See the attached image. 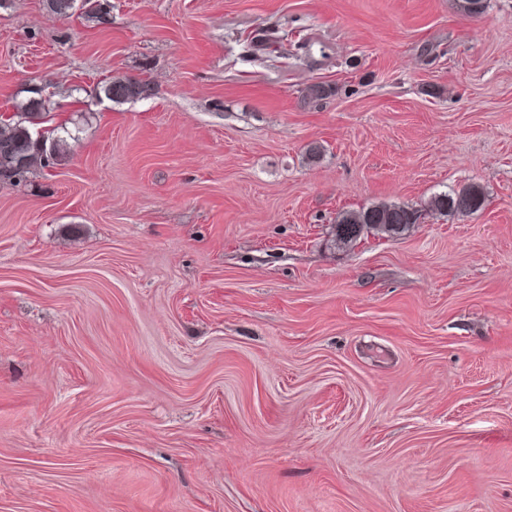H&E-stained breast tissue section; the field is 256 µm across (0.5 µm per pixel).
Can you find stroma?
<instances>
[{
	"label": "stroma",
	"instance_id": "stroma-1",
	"mask_svg": "<svg viewBox=\"0 0 512 512\" xmlns=\"http://www.w3.org/2000/svg\"><path fill=\"white\" fill-rule=\"evenodd\" d=\"M107 10L0 0V119L76 136L0 178V512H512V0ZM149 85L131 78H113L103 86L105 96L115 103H122L149 95ZM484 192L477 184H470L451 193L433 196L428 206L440 215L469 216L482 209ZM418 211L408 205L378 203L358 211H345L336 216L334 244L337 249L351 246L365 233L400 236L416 224Z\"/></svg>",
	"mask_w": 512,
	"mask_h": 512
}]
</instances>
